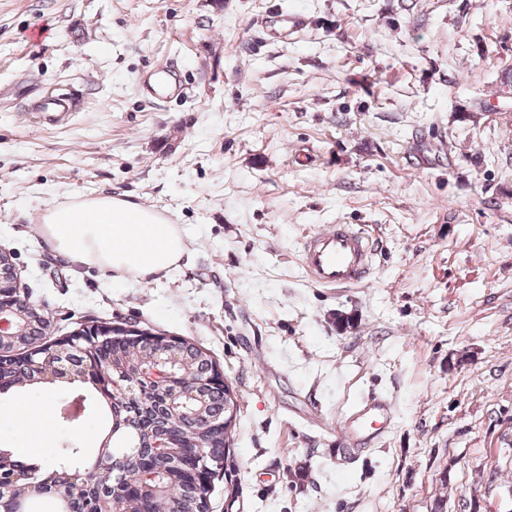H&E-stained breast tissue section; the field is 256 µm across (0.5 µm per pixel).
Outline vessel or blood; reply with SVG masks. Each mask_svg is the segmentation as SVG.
Masks as SVG:
<instances>
[{
  "label": "vessel or blood",
  "instance_id": "1",
  "mask_svg": "<svg viewBox=\"0 0 512 512\" xmlns=\"http://www.w3.org/2000/svg\"><path fill=\"white\" fill-rule=\"evenodd\" d=\"M376 252L374 242L356 225L328 224L305 236L300 262L315 284L327 288L348 287L373 275ZM389 413V404L369 397L355 405L352 422L359 425Z\"/></svg>",
  "mask_w": 512,
  "mask_h": 512
}]
</instances>
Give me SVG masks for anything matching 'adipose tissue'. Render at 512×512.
Listing matches in <instances>:
<instances>
[{
	"instance_id": "1",
	"label": "adipose tissue",
	"mask_w": 512,
	"mask_h": 512,
	"mask_svg": "<svg viewBox=\"0 0 512 512\" xmlns=\"http://www.w3.org/2000/svg\"><path fill=\"white\" fill-rule=\"evenodd\" d=\"M43 230L50 246L74 263L138 282L177 267L186 252L177 225L110 195L49 208Z\"/></svg>"
}]
</instances>
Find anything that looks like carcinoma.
I'll list each match as a JSON object with an SVG mask.
<instances>
[{
    "instance_id": "cac0c4a2",
    "label": "carcinoma",
    "mask_w": 512,
    "mask_h": 512,
    "mask_svg": "<svg viewBox=\"0 0 512 512\" xmlns=\"http://www.w3.org/2000/svg\"><path fill=\"white\" fill-rule=\"evenodd\" d=\"M154 348V341L141 338L131 343L114 340L105 346L101 358L112 359L121 366L133 365ZM49 374L62 379L70 375L68 367L55 369L50 363L39 368L27 367L20 375L23 385L45 382ZM96 394L107 420V441L101 443L97 456L110 463L113 456L131 455L128 466L134 472L145 465L151 451V440L164 434L168 436L174 452L186 443H196L199 438L194 425L184 416L167 420L153 411V397L112 403L113 396L96 386L83 391L85 403H91L90 394ZM209 411L224 414V447L214 449V459L228 457L232 431L240 411L237 393L228 386L224 393L205 397ZM84 448H65L59 462L53 467H43L31 461L23 462L12 452L0 448V512H103L112 506V512H206V491L196 493L185 489L182 471L171 463L162 476L142 481L140 488L129 493L113 488L105 476H92L86 472L89 464L83 460Z\"/></svg>"
}]
</instances>
